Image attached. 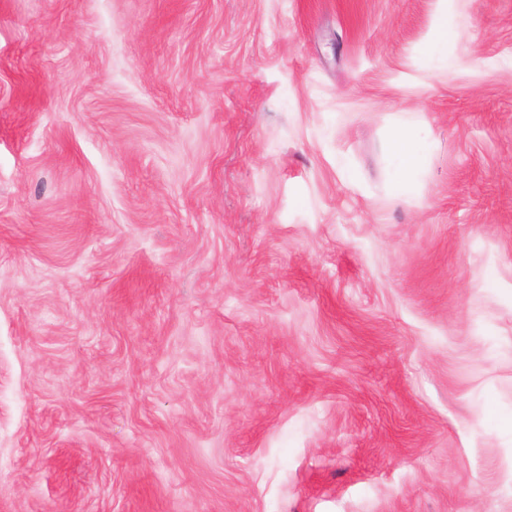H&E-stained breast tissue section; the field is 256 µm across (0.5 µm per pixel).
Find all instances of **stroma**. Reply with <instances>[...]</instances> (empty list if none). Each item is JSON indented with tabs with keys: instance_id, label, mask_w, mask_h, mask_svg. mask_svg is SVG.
I'll return each instance as SVG.
<instances>
[{
	"instance_id": "35a3bbf8",
	"label": "stroma",
	"mask_w": 512,
	"mask_h": 512,
	"mask_svg": "<svg viewBox=\"0 0 512 512\" xmlns=\"http://www.w3.org/2000/svg\"><path fill=\"white\" fill-rule=\"evenodd\" d=\"M511 416L512 0H0V512H512ZM459 32L448 24V8L440 10L428 36L427 44L431 54L448 61V36H458ZM415 125L401 126L394 138L393 149L402 164V174L416 172L421 166V157L413 147L412 131L417 129Z\"/></svg>"
}]
</instances>
